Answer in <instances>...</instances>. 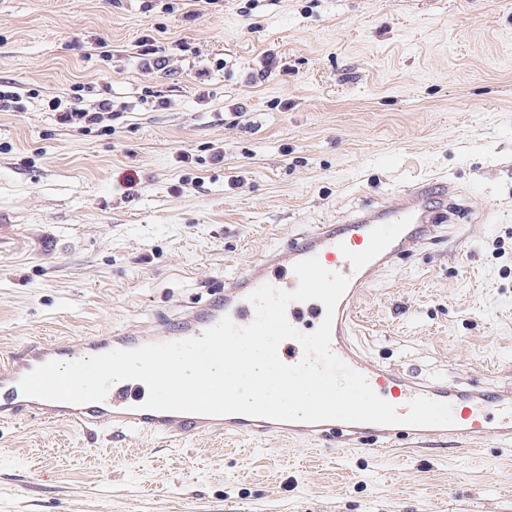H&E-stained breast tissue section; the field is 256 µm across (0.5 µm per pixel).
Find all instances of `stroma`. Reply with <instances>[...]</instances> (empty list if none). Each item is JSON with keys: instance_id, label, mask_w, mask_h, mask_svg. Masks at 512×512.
<instances>
[{"instance_id": "obj_1", "label": "stroma", "mask_w": 512, "mask_h": 512, "mask_svg": "<svg viewBox=\"0 0 512 512\" xmlns=\"http://www.w3.org/2000/svg\"><path fill=\"white\" fill-rule=\"evenodd\" d=\"M0 81L25 105L0 112V217L58 241L0 251V361L170 328L317 225L441 177L443 233L376 274L355 339L409 376L512 382V0H0ZM55 98L112 111L66 127ZM0 512H512V450L30 419L0 426Z\"/></svg>"}]
</instances>
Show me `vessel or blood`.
<instances>
[{
	"label": "vessel or blood",
	"mask_w": 512,
	"mask_h": 512,
	"mask_svg": "<svg viewBox=\"0 0 512 512\" xmlns=\"http://www.w3.org/2000/svg\"><path fill=\"white\" fill-rule=\"evenodd\" d=\"M447 196V186L431 181L406 185L382 205L359 211L339 224H321L307 235L295 238L288 247L256 263L224 292L205 304L187 311L164 334V341L198 337L230 318L237 326L252 323L255 310L249 294L264 284L292 290L298 284L297 262L314 257L328 270L349 276L350 283L333 316L331 348L351 369L366 376L373 391L407 414L409 402L419 396L448 403L454 420L450 426L415 427L327 420L315 423L284 422L243 414L203 415L144 409L147 399L138 384L111 385L103 402L55 403L25 396L20 379L50 361L71 362L112 350L134 349L154 343V336L122 334L88 336L78 342L38 343L12 353L0 363V423L14 424L30 416L47 422L63 421L86 431L108 426L113 434L164 433L185 437L198 432L228 431L241 437L277 436L345 447L358 444L390 446L408 440L425 447L440 440L458 443L488 441L498 447H512V386L496 388L458 387L440 380L416 379L378 365L362 353L353 340V315L375 270L393 266L401 256L424 244L448 220L446 210L434 208L433 195ZM24 251L30 247L48 251L54 247L51 235L28 240L14 225L0 226V248ZM288 322L298 331H314L325 317L316 300L293 301L286 308Z\"/></svg>",
	"instance_id": "obj_1"
}]
</instances>
